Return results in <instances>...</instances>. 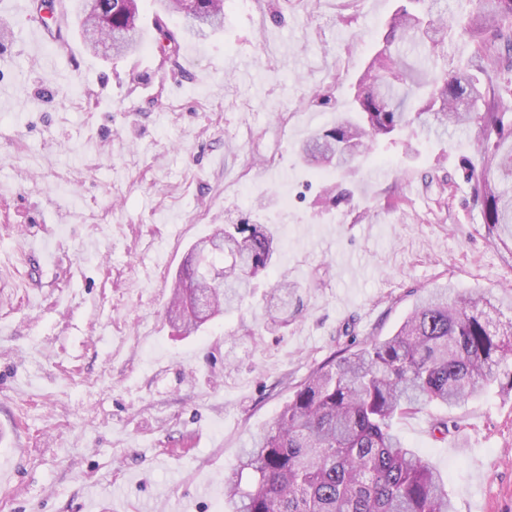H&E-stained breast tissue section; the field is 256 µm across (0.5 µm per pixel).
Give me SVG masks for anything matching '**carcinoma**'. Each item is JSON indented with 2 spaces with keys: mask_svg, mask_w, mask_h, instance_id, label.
I'll return each instance as SVG.
<instances>
[{
  "mask_svg": "<svg viewBox=\"0 0 512 512\" xmlns=\"http://www.w3.org/2000/svg\"><path fill=\"white\" fill-rule=\"evenodd\" d=\"M155 27L179 42L164 24L182 13L181 0H161ZM460 24L470 56L448 62L451 23L445 0H407L390 18L381 47L370 59L354 93V107L301 145L308 161L343 169L380 142H394L417 127L438 136L449 126L479 125L483 164L469 167L473 201L492 228L512 225V138L505 124V98L512 77L499 66L512 52V0H467ZM83 27L112 38L116 56L138 49L137 0H78ZM195 18L184 29L199 40L224 23V0H195ZM424 50L411 64L404 44ZM224 240V259L238 253L242 264L224 287L210 281L205 245ZM275 237L258 224H226L195 242L173 290L169 315L188 334L202 323L187 317V304L204 296L228 313L251 292L255 278L271 265ZM298 285L286 281L267 301L269 324L288 319V297ZM502 304L476 291L461 294L446 284L424 290L394 335L337 352L314 371L283 406L274 423L242 450L237 468L224 480L234 512H455L448 483L425 457L394 431L401 417L431 405L453 408L487 394L512 368V318L501 320Z\"/></svg>",
  "mask_w": 512,
  "mask_h": 512,
  "instance_id": "carcinoma-1",
  "label": "carcinoma"
}]
</instances>
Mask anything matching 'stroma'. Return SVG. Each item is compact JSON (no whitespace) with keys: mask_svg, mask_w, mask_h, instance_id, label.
<instances>
[{"mask_svg":"<svg viewBox=\"0 0 512 512\" xmlns=\"http://www.w3.org/2000/svg\"><path fill=\"white\" fill-rule=\"evenodd\" d=\"M400 0H226L207 40L138 0L139 51L91 52L72 0L39 33L33 0H0V504L6 512H232L224 478L339 349L392 336L422 289L512 301V244L470 199L478 126L383 142L353 168L300 145L353 104ZM249 60L248 75L226 61ZM350 200L324 201L326 187ZM265 225L273 265L194 334L166 317L191 245ZM299 282L287 325L265 294ZM457 421L448 435L435 419ZM448 477L456 512H512V389L400 419ZM163 2V12L162 14H156L155 19V29L160 32V34L167 38L170 42H173V52L172 54H176L179 50V42L176 36L170 32L165 24L163 23L164 18H166V15L174 14V13H182V3L181 0H160Z\"/></svg>","mask_w":512,"mask_h":512,"instance_id":"1","label":"stroma"}]
</instances>
